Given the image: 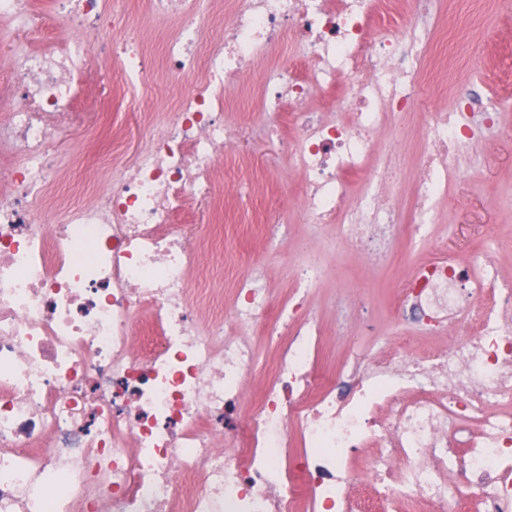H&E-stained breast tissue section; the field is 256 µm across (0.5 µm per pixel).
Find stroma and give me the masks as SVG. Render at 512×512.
<instances>
[{
	"mask_svg": "<svg viewBox=\"0 0 512 512\" xmlns=\"http://www.w3.org/2000/svg\"><path fill=\"white\" fill-rule=\"evenodd\" d=\"M165 31L145 27L143 39L154 61L150 90L132 87L118 69L92 62L75 127L62 131L55 149L77 157L75 167L56 176L54 192L70 202L85 196L84 181L92 166L106 156L130 163L142 141L140 115L170 108L176 87L167 85L161 57ZM281 63L272 57L251 67L243 86L226 87L225 105L233 125L232 141L214 173L216 184L241 180L247 199L215 195L195 212V224L208 228L205 245L224 248V300L234 298V275L240 265L258 264L274 290L285 300L295 287V268L304 260L300 243L309 236L322 242L318 256L325 268L321 282L306 294V305L323 330L320 369L336 372L349 357L379 350L393 331L392 311L403 276L444 253L466 255L484 241L496 242L512 257V138L491 133L477 139L449 162L464 172L439 206L440 222L416 245L397 240L393 256L375 268L360 255L342 253L334 245L336 228L311 224L302 209L300 173L290 167L281 149L283 131H269L262 112L260 87L266 74ZM460 81L477 82L497 101L504 125L512 126V12L499 0H438L433 40L422 64V85L435 104L451 107L452 88ZM96 128L97 139L85 136ZM283 223L277 240L267 227ZM364 290L365 307L350 295Z\"/></svg>",
	"mask_w": 512,
	"mask_h": 512,
	"instance_id": "35a3bbf8",
	"label": "stroma"
}]
</instances>
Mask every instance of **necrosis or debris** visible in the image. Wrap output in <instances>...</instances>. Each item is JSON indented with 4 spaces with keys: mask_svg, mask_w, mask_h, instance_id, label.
<instances>
[{
    "mask_svg": "<svg viewBox=\"0 0 512 512\" xmlns=\"http://www.w3.org/2000/svg\"><path fill=\"white\" fill-rule=\"evenodd\" d=\"M56 2L73 37L15 53L0 79V512H449L461 498L512 512V285L493 245L421 265L385 355L323 380L303 297L277 302L251 268L225 305L192 277L223 256L179 219L216 193L225 87L280 55L265 112L292 127L310 223L373 264L423 240L461 176L449 156L500 127L469 83L448 110L419 96L436 0H152L149 25L176 28L163 64L182 88L135 161L105 159L76 204L47 194L92 51L149 74L134 18ZM318 90L335 119L309 108ZM410 112L425 120L406 212L396 152L374 139L408 137ZM261 339L278 349L258 383Z\"/></svg>",
    "mask_w": 512,
    "mask_h": 512,
    "instance_id": "obj_1",
    "label": "necrosis or debris"
}]
</instances>
